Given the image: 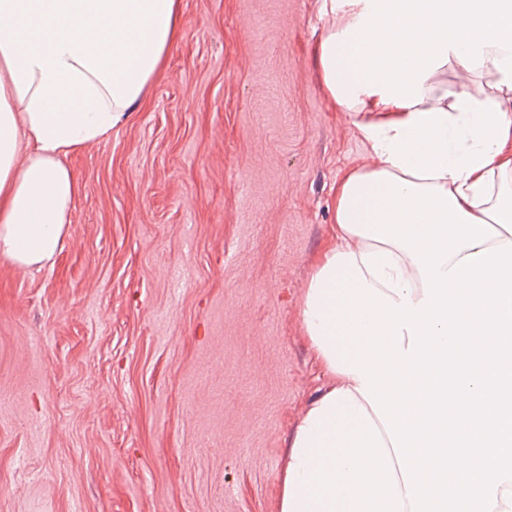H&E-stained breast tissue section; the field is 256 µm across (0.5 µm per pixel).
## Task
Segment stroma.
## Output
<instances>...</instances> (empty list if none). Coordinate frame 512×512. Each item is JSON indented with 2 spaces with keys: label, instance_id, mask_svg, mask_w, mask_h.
I'll list each match as a JSON object with an SVG mask.
<instances>
[{
  "label": "stroma",
  "instance_id": "stroma-1",
  "mask_svg": "<svg viewBox=\"0 0 512 512\" xmlns=\"http://www.w3.org/2000/svg\"><path fill=\"white\" fill-rule=\"evenodd\" d=\"M315 0H183L142 101L69 155L53 265L0 259V512H277L327 386L301 327L368 113L330 105Z\"/></svg>",
  "mask_w": 512,
  "mask_h": 512
}]
</instances>
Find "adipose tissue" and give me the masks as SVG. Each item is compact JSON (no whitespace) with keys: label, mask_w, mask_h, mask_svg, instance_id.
I'll return each instance as SVG.
<instances>
[{"label":"adipose tissue","mask_w":512,"mask_h":512,"mask_svg":"<svg viewBox=\"0 0 512 512\" xmlns=\"http://www.w3.org/2000/svg\"><path fill=\"white\" fill-rule=\"evenodd\" d=\"M181 0H0V258L53 264L67 157L140 101ZM331 102L374 165L335 187L301 305L330 377L288 442L278 512H512V0H320ZM490 76L449 93L439 70Z\"/></svg>","instance_id":"adipose-tissue-1"}]
</instances>
